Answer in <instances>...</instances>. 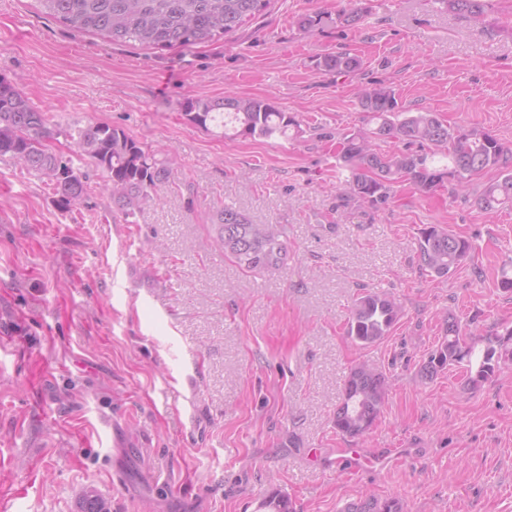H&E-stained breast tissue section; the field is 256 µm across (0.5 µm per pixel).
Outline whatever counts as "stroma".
Returning a JSON list of instances; mask_svg holds the SVG:
<instances>
[{"label": "stroma", "instance_id": "obj_1", "mask_svg": "<svg viewBox=\"0 0 512 512\" xmlns=\"http://www.w3.org/2000/svg\"><path fill=\"white\" fill-rule=\"evenodd\" d=\"M349 0H271L233 35L158 50L80 32L37 0H0V75L62 126L104 123L170 150V180L126 220L69 139L47 142L88 178L62 208L52 186L0 160V512H76L95 489L109 512H342L371 495L404 512H512V362L479 386L420 368L443 319L480 335L512 325V207L468 190L395 185L380 210L336 191L343 135L367 129L362 89L391 88L512 146V0L484 24L435 0H369L363 26L297 22ZM357 55L348 75L319 56ZM233 92L298 115L295 140L227 139L182 114ZM281 224L288 266L242 274L213 246L224 207ZM469 240L447 280L418 262L423 229ZM394 296L391 334L363 348L345 328L363 290ZM369 362L390 384L368 438L333 427L346 374ZM371 458L359 476L336 451Z\"/></svg>", "mask_w": 512, "mask_h": 512}]
</instances>
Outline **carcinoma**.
<instances>
[{
  "instance_id": "cac0c4a2",
  "label": "carcinoma",
  "mask_w": 512,
  "mask_h": 512,
  "mask_svg": "<svg viewBox=\"0 0 512 512\" xmlns=\"http://www.w3.org/2000/svg\"><path fill=\"white\" fill-rule=\"evenodd\" d=\"M45 12L77 31H97L114 41H133L160 50L189 48L234 33L246 20L256 16L270 0H38ZM474 21L484 20L486 0H438ZM366 6H356L337 15L349 27L362 25ZM331 21L313 13L302 17L300 27L312 32ZM361 60L348 53H327L317 59L316 68L325 74H348L358 70ZM361 109L374 127L343 137L339 146L340 167L349 171L338 184L340 196L357 200L375 209L391 198L394 184L409 181L418 191L432 193L454 181L464 188L471 177L491 168L507 166L512 148L492 134L475 127H451L428 111L401 109L393 90L372 87L359 95ZM187 121L205 131L222 129L226 138H288L302 133L296 115L269 99L228 93L218 99H189L183 105ZM69 135L76 151L89 159L104 176L103 189L130 216L154 199L168 182V163L123 130L94 123L75 135L61 129L54 116L34 107L3 76H0V159H13L20 169L52 183L59 203L66 208L88 191L87 177L70 162L50 152L45 141L55 135ZM394 147L382 151L378 143ZM512 203V172L508 171L484 185L477 204L487 212ZM214 246L224 251L242 271L275 274L288 261L286 229L281 224H255L237 209L225 207L214 214ZM470 254V244L445 229L430 227L418 244L419 262L435 279H446ZM401 306L392 296L366 291L353 303L346 333L356 344L369 347L390 335L399 319ZM484 339V348L465 343L459 322L444 320L442 341L429 353L420 375L432 379L447 367L467 363L468 384L473 387L489 380L499 360L512 359V350L503 336ZM388 394L386 376L372 367L355 366L344 380V394L336 408V432L348 438L369 434L383 412ZM78 512H107L104 500L93 489L85 490ZM344 512H403L396 497L379 500L373 496L345 506Z\"/></svg>"
}]
</instances>
